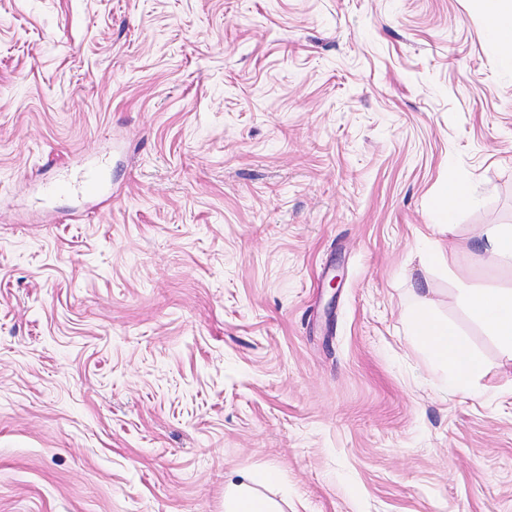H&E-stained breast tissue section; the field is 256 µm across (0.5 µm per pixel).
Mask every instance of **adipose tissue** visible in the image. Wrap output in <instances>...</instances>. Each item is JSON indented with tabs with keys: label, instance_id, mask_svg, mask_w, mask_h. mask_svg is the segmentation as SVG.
I'll use <instances>...</instances> for the list:
<instances>
[{
	"label": "adipose tissue",
	"instance_id": "obj_1",
	"mask_svg": "<svg viewBox=\"0 0 512 512\" xmlns=\"http://www.w3.org/2000/svg\"><path fill=\"white\" fill-rule=\"evenodd\" d=\"M467 248L479 260L511 266L512 226H485ZM433 293L430 279L412 281L406 316L409 334L438 367L449 370L447 393L469 392L484 371L483 361L472 352L464 334L439 315ZM463 300L472 317L512 359V289L487 292L469 288ZM276 479L272 471L262 475L238 471L229 475L224 483V512H282L276 501L259 490L260 485Z\"/></svg>",
	"mask_w": 512,
	"mask_h": 512
}]
</instances>
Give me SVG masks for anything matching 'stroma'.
Here are the masks:
<instances>
[{"label":"stroma","mask_w":512,"mask_h":512,"mask_svg":"<svg viewBox=\"0 0 512 512\" xmlns=\"http://www.w3.org/2000/svg\"><path fill=\"white\" fill-rule=\"evenodd\" d=\"M487 224L484 0H0V512H224L237 469L284 512H512V360L461 300L512 267L456 247ZM426 274L474 393L408 333ZM470 201L468 185L465 180H459L440 194L435 201L436 209L445 216L446 223L448 216L458 207Z\"/></svg>","instance_id":"35a3bbf8"}]
</instances>
